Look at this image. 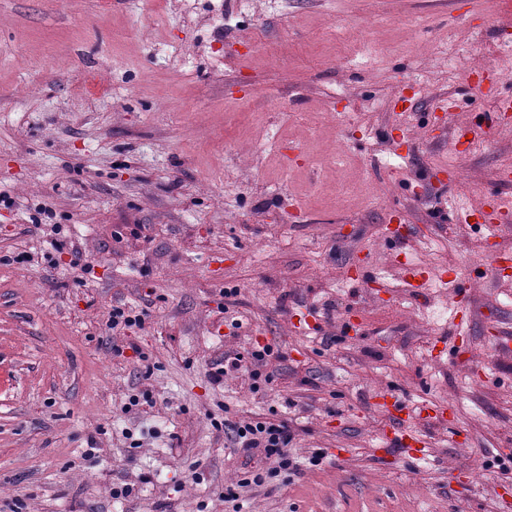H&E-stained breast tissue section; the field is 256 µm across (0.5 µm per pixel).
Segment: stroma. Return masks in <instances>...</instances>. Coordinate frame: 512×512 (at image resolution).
I'll return each mask as SVG.
<instances>
[{"label":"stroma","mask_w":512,"mask_h":512,"mask_svg":"<svg viewBox=\"0 0 512 512\" xmlns=\"http://www.w3.org/2000/svg\"><path fill=\"white\" fill-rule=\"evenodd\" d=\"M498 21L496 0H0V512H233L216 424L248 416L290 422L302 466L242 512L512 501V354L489 339L512 336V272L488 265L512 225L479 207L512 203V128L446 142L512 97ZM433 266L473 282L465 315L450 282L416 292ZM119 304L140 328L113 330ZM266 344L260 391L212 384ZM389 389L448 405L426 459L385 438Z\"/></svg>","instance_id":"35a3bbf8"}]
</instances>
